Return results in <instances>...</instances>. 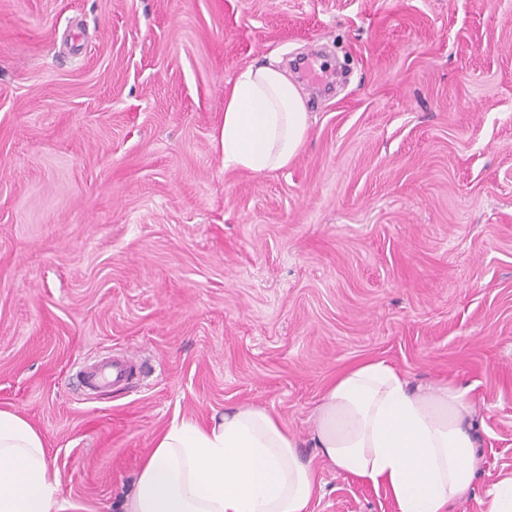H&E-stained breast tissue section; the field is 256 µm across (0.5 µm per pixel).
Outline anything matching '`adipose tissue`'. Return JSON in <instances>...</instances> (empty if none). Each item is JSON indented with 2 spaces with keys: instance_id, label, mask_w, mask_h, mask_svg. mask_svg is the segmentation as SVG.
<instances>
[{
  "instance_id": "adipose-tissue-1",
  "label": "adipose tissue",
  "mask_w": 512,
  "mask_h": 512,
  "mask_svg": "<svg viewBox=\"0 0 512 512\" xmlns=\"http://www.w3.org/2000/svg\"><path fill=\"white\" fill-rule=\"evenodd\" d=\"M308 127L285 73L270 63L249 66L224 96V166L254 175L286 168ZM466 394L451 381L410 386L390 363L366 359L327 384L310 440L340 473L386 486L398 512H452L476 472ZM301 446L256 405L225 409L204 425L172 421L142 462L124 512H309L321 479ZM65 508L42 435L0 410V512Z\"/></svg>"
}]
</instances>
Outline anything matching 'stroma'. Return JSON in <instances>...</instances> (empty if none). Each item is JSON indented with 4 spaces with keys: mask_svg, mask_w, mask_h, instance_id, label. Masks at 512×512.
<instances>
[{
    "mask_svg": "<svg viewBox=\"0 0 512 512\" xmlns=\"http://www.w3.org/2000/svg\"><path fill=\"white\" fill-rule=\"evenodd\" d=\"M327 47L288 168L224 167V91ZM148 378L93 392L87 365ZM383 359L467 386L482 512L512 473V0H0V410L66 512H123L173 420L261 405L308 438ZM310 512H397L307 447ZM148 368L139 362L134 356L121 358H105L84 375L90 376V380L97 388H109L112 386H122L127 383L133 374L145 376Z\"/></svg>",
    "mask_w": 512,
    "mask_h": 512,
    "instance_id": "stroma-1",
    "label": "stroma"
}]
</instances>
